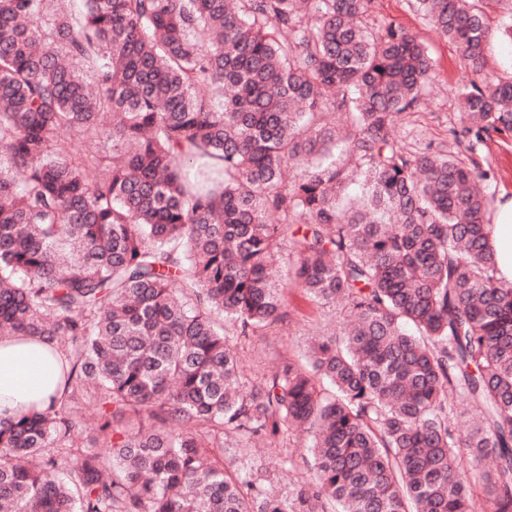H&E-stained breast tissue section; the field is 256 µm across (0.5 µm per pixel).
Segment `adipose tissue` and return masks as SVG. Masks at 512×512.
<instances>
[{"mask_svg": "<svg viewBox=\"0 0 512 512\" xmlns=\"http://www.w3.org/2000/svg\"><path fill=\"white\" fill-rule=\"evenodd\" d=\"M492 245L500 277L512 281V201L498 208ZM59 375V362L48 344L23 336L0 338V420L45 407Z\"/></svg>", "mask_w": 512, "mask_h": 512, "instance_id": "ef3b65f1", "label": "adipose tissue"}]
</instances>
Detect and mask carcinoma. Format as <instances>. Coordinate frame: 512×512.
<instances>
[{
  "instance_id": "cac0c4a2",
  "label": "carcinoma",
  "mask_w": 512,
  "mask_h": 512,
  "mask_svg": "<svg viewBox=\"0 0 512 512\" xmlns=\"http://www.w3.org/2000/svg\"><path fill=\"white\" fill-rule=\"evenodd\" d=\"M371 2L0 0V333L69 342L60 397L0 423V512H512V282L466 163L512 76L479 0H416L473 79L448 145L404 148L435 68ZM287 287L353 322L247 379L225 325L273 332ZM292 430L286 495L224 463ZM487 72L503 75L512 72V42L494 39L487 53Z\"/></svg>"
}]
</instances>
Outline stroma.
Listing matches in <instances>:
<instances>
[{
	"label": "stroma",
	"instance_id": "obj_1",
	"mask_svg": "<svg viewBox=\"0 0 512 512\" xmlns=\"http://www.w3.org/2000/svg\"><path fill=\"white\" fill-rule=\"evenodd\" d=\"M368 21L377 27L393 25L417 35L435 64L436 77L425 89L419 106L396 128L398 141L413 148L431 141H445L448 125L458 113L454 91L471 78L461 62L456 45L440 37L426 24L413 0H372ZM481 159L488 162L491 170L490 192L495 204L512 199V134L505 132L496 135L484 147ZM284 300L291 316L280 333L252 336L238 345L241 365L247 376L270 372L282 357L300 355L306 350L316 327H324L326 333L331 334L350 318L343 304L321 308L305 300L295 288L285 290ZM288 452L295 459V466L291 469L283 462ZM308 458L304 439L296 437L284 450L275 447L254 450L244 443H235L233 448L228 449L225 461L229 464L242 462L258 468L268 484L284 490L303 475Z\"/></svg>",
	"mask_w": 512,
	"mask_h": 512
}]
</instances>
